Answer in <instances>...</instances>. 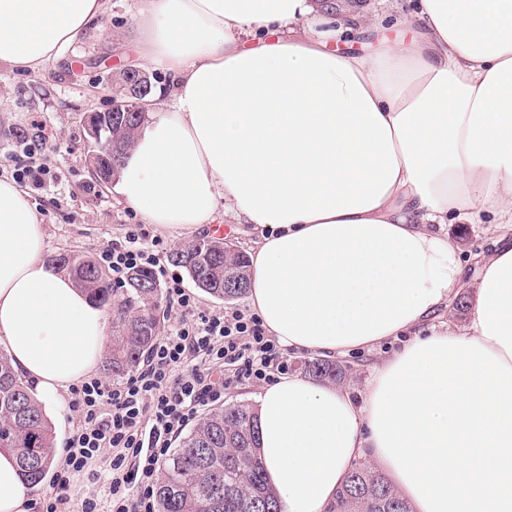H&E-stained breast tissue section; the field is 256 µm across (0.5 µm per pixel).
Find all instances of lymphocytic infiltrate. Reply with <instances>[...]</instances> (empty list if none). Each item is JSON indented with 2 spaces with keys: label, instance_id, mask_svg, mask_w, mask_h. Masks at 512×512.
I'll list each match as a JSON object with an SVG mask.
<instances>
[{
  "label": "lymphocytic infiltrate",
  "instance_id": "obj_1",
  "mask_svg": "<svg viewBox=\"0 0 512 512\" xmlns=\"http://www.w3.org/2000/svg\"><path fill=\"white\" fill-rule=\"evenodd\" d=\"M160 256L158 240L135 227L124 243L101 253L119 283L135 269L158 266ZM165 300L175 322L133 375L119 384L93 378L72 388L68 409L76 424L54 477V496L39 512H104L91 496L72 502L69 489L78 476L97 480L90 465L107 452L111 498L105 512H155L160 464L172 438L234 381L267 383L272 371L287 370L286 356L257 316L200 309L176 278L168 281Z\"/></svg>",
  "mask_w": 512,
  "mask_h": 512
}]
</instances>
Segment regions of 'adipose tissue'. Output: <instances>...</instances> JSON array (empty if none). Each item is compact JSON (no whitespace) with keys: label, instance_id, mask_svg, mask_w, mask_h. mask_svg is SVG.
I'll return each instance as SVG.
<instances>
[{"label":"adipose tissue","instance_id":"ef3b65f1","mask_svg":"<svg viewBox=\"0 0 512 512\" xmlns=\"http://www.w3.org/2000/svg\"><path fill=\"white\" fill-rule=\"evenodd\" d=\"M106 4L0 0V66L39 73ZM316 9L142 0L136 62L167 73L171 102L117 192L163 231L201 232L220 200L253 226L249 302L290 353L406 336L361 395L301 374L258 393L257 456L282 512H328L365 456L414 512H512V0H394L319 34ZM476 222L494 248L472 258L468 323L413 335L471 264L444 225ZM45 237L28 193L0 180V345L54 410L95 373L111 315L47 260ZM34 503L0 452V512Z\"/></svg>","mask_w":512,"mask_h":512}]
</instances>
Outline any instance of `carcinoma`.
I'll list each match as a JSON object with an SVG mask.
<instances>
[{
    "mask_svg": "<svg viewBox=\"0 0 512 512\" xmlns=\"http://www.w3.org/2000/svg\"><path fill=\"white\" fill-rule=\"evenodd\" d=\"M149 114L132 112L112 118L98 147V177L119 174ZM55 261L96 302L112 307V343L104 369L116 378L136 370L158 327L163 295L149 297L142 282H157L149 269L133 271L127 287L118 290L90 257L68 252ZM171 261L183 268L197 288L212 297L235 301L248 290L247 255L224 250V242L200 240L175 251ZM239 276L241 285L224 284V269ZM304 370L315 378L339 382L346 369L326 360H307ZM259 431L254 410L243 403L207 413L163 464L156 488V512H281L276 492L266 481L256 457ZM53 433L42 406L15 374L8 354L0 351V451L16 455L23 475L40 484L51 467ZM329 512H412L386 474L372 464L353 465L336 492Z\"/></svg>",
    "mask_w": 512,
    "mask_h": 512,
    "instance_id": "cac0c4a2",
    "label": "carcinoma"
}]
</instances>
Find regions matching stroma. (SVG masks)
<instances>
[{
    "label": "stroma",
    "instance_id": "35a3bbf8",
    "mask_svg": "<svg viewBox=\"0 0 512 512\" xmlns=\"http://www.w3.org/2000/svg\"><path fill=\"white\" fill-rule=\"evenodd\" d=\"M139 6L140 0H108L101 27L86 31L40 73L0 67V179L11 176L7 154L23 148L19 134L45 135L55 180L46 190L30 191L29 200L46 228L48 256L75 251L99 257L104 248L124 243L130 226L140 222L111 186L95 184L83 162V117L106 108L113 72L130 65ZM89 183L94 191H86ZM402 345L396 339L342 357L349 368L345 388L362 390L374 367Z\"/></svg>",
    "mask_w": 512,
    "mask_h": 512
}]
</instances>
